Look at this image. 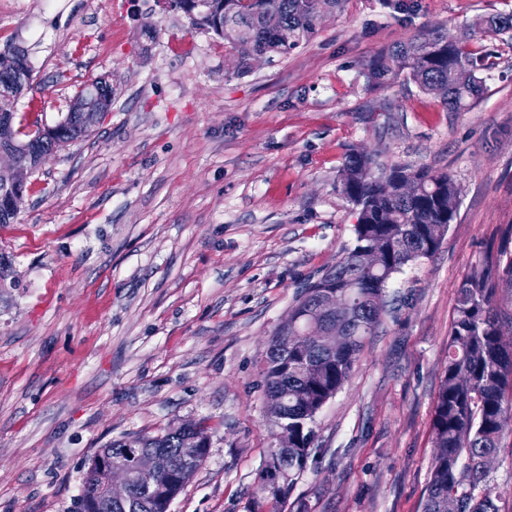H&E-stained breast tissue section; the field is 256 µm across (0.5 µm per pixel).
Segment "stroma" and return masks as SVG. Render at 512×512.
I'll return each mask as SVG.
<instances>
[{"mask_svg": "<svg viewBox=\"0 0 512 512\" xmlns=\"http://www.w3.org/2000/svg\"><path fill=\"white\" fill-rule=\"evenodd\" d=\"M346 0L285 56L240 68L170 0H0V46L25 48L18 117L57 123L84 84L112 107L28 178L0 224V512H78L99 448L203 422L205 465L170 512H251L274 446L262 355L307 283L354 244L346 154L449 173L440 249L319 411L290 512H422L431 419L457 290L512 253V37L475 107L445 111L366 63L424 26L458 31L512 0Z\"/></svg>", "mask_w": 512, "mask_h": 512, "instance_id": "obj_1", "label": "stroma"}]
</instances>
